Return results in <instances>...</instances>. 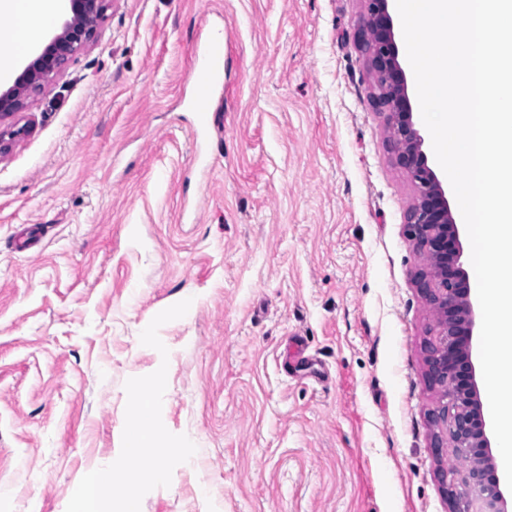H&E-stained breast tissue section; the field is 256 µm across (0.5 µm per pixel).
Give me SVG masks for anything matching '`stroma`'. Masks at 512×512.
Masks as SVG:
<instances>
[{
  "label": "stroma",
  "instance_id": "obj_1",
  "mask_svg": "<svg viewBox=\"0 0 512 512\" xmlns=\"http://www.w3.org/2000/svg\"><path fill=\"white\" fill-rule=\"evenodd\" d=\"M362 0H111L0 155V512H452ZM223 33L197 129L194 69ZM152 389L162 450L126 454ZM109 480L102 474H91L75 492L74 512H102Z\"/></svg>",
  "mask_w": 512,
  "mask_h": 512
}]
</instances>
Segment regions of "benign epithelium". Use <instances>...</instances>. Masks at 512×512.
I'll use <instances>...</instances> for the list:
<instances>
[{"instance_id": "benign-epithelium-1", "label": "benign epithelium", "mask_w": 512, "mask_h": 512, "mask_svg": "<svg viewBox=\"0 0 512 512\" xmlns=\"http://www.w3.org/2000/svg\"><path fill=\"white\" fill-rule=\"evenodd\" d=\"M366 20L358 40L378 80L375 107L387 115L397 164L409 176L415 203L406 215L412 239L426 261L417 284L436 319L427 344L428 380L438 397L429 415L433 448H453L464 461V491H451L453 512H470L476 494L488 512H505L500 481L482 414L477 371L472 357L476 311L470 299L459 227L448 197L423 151L415 127L408 82L399 60L389 0H364ZM108 0H70L71 19L15 79L0 91V118L21 111L27 96L52 81L78 51L98 37Z\"/></svg>"}]
</instances>
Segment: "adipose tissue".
<instances>
[{
    "label": "adipose tissue",
    "instance_id": "adipose-tissue-1",
    "mask_svg": "<svg viewBox=\"0 0 512 512\" xmlns=\"http://www.w3.org/2000/svg\"><path fill=\"white\" fill-rule=\"evenodd\" d=\"M66 0H0V81L28 57L40 30L66 9Z\"/></svg>",
    "mask_w": 512,
    "mask_h": 512
}]
</instances>
